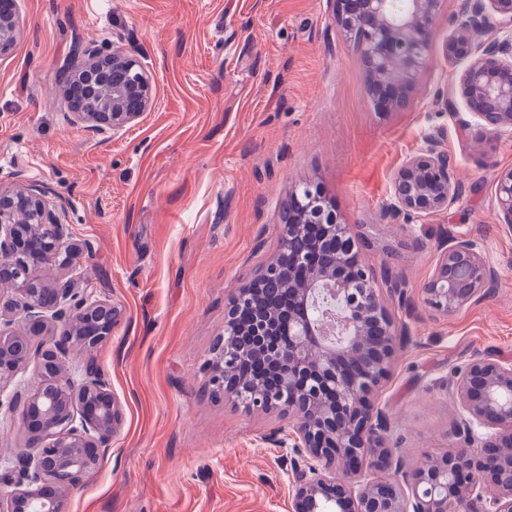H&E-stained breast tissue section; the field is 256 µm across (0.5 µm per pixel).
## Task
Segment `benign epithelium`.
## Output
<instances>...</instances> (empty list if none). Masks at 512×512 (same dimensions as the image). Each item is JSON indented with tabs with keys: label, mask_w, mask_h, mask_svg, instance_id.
<instances>
[{
	"label": "benign epithelium",
	"mask_w": 512,
	"mask_h": 512,
	"mask_svg": "<svg viewBox=\"0 0 512 512\" xmlns=\"http://www.w3.org/2000/svg\"><path fill=\"white\" fill-rule=\"evenodd\" d=\"M439 0H336V25L368 64L370 87L386 91L388 108L405 104L429 52ZM512 30V0H461L448 58L465 60L460 78L466 111L490 135L512 131V38L476 43L474 32ZM16 15L0 7V54L17 41ZM75 67L84 80L83 100L92 106L76 113L94 130L119 131L136 123L152 104L151 78L134 58L116 48L105 54L85 50ZM302 197L300 221L328 224L317 245L347 240L355 253L353 278L341 255L320 268L309 267L308 282L296 286L294 270L284 274L272 258L260 273L285 284L295 304L281 316L241 319L244 306L260 296L251 285L236 290L224 319V337L206 370L210 394L241 399L227 390L224 375L247 354L260 357L277 386L249 387L246 407L277 410L287 418V440L306 452L290 466L295 512H512V360L474 359L449 382L457 399L456 435L473 448L439 453L435 464L411 473L386 444L391 422L376 393L389 375L393 357L408 334L388 312L383 296L412 310L405 282L393 274L376 277L365 265L361 236L326 209L317 185L296 188ZM459 183L441 134L428 135L419 151L402 163L382 217L391 224L426 219L454 206ZM495 200L502 223L512 226V169L495 178ZM37 224L15 223L18 207ZM425 282L424 302L447 315L481 302L498 280L497 268L466 234L442 237ZM79 249L46 192L0 188V288L12 296L0 313V412L20 413L27 427V450L0 472V512H66L82 476L109 447L122 420V408L109 381L92 362L70 367L78 351L96 347L112 333L106 321L112 302L92 282L51 281L44 273L75 268ZM463 262L466 287L448 269ZM298 329L284 337L281 322ZM355 357L368 363L364 376L351 379L343 368ZM35 365L37 381L26 379ZM382 461L383 475L364 471Z\"/></svg>",
	"instance_id": "obj_1"
}]
</instances>
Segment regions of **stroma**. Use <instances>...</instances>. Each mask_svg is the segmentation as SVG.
<instances>
[{
	"instance_id": "obj_1",
	"label": "stroma",
	"mask_w": 512,
	"mask_h": 512,
	"mask_svg": "<svg viewBox=\"0 0 512 512\" xmlns=\"http://www.w3.org/2000/svg\"><path fill=\"white\" fill-rule=\"evenodd\" d=\"M458 0H442L409 100L380 108L336 29V0H17L19 36L0 56V187L41 186L64 209L83 278L115 310L89 356L123 409L67 512H294L286 425L207 392L204 366L237 288L275 253L280 209L304 180L368 241L367 263L402 277L409 335L380 398L389 446L407 468L448 448L454 403L441 379L474 358L512 360V228L495 175L512 133L485 134L448 60ZM121 47L152 82L148 112L120 133L77 122L58 83L76 48ZM441 132L461 183L448 210L415 225L382 220L393 177ZM480 241L500 279L483 301L442 315L422 288L444 232Z\"/></svg>"
}]
</instances>
